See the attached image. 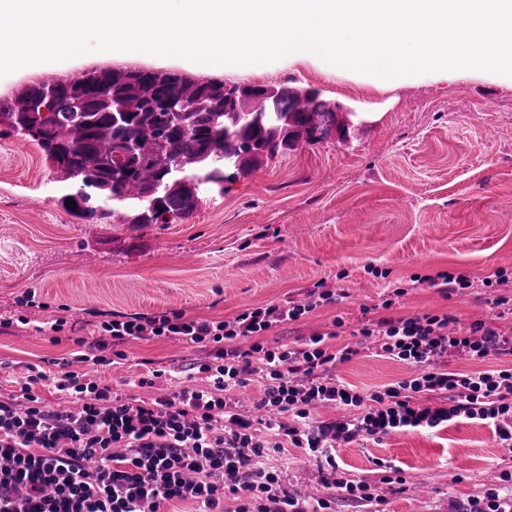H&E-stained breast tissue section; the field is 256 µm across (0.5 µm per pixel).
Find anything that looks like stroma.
<instances>
[{"instance_id": "1", "label": "stroma", "mask_w": 512, "mask_h": 512, "mask_svg": "<svg viewBox=\"0 0 512 512\" xmlns=\"http://www.w3.org/2000/svg\"><path fill=\"white\" fill-rule=\"evenodd\" d=\"M98 69L169 70L228 85L287 84L316 89L354 113L347 140L277 155L225 183L194 215L176 224H93L72 216L55 173L34 142L0 135V318L35 322L68 306L64 342L29 328L0 331V393L19 389L29 365L58 372L70 360L68 335L94 340L98 313L156 314L224 320L244 307L305 300L318 281L343 292L305 318L274 328L269 346L327 330L342 319V341L391 313L452 315L458 326L497 322L498 295H512V86L491 76L425 78L378 87L348 71L324 73L297 62L269 72L201 70L163 56L90 53L56 65L71 78ZM491 110H483L484 99ZM506 271L491 288L482 280ZM449 271L470 288L452 294L412 285L414 275ZM405 294L394 297L395 288ZM34 292L36 307L18 304ZM393 299L390 310L382 301ZM126 360L92 368L88 378L123 397L149 399L134 385L153 370L206 360L204 346L136 341ZM406 365L363 351L337 365V378L370 391L410 375ZM350 478L376 480L380 463L403 469L406 489L382 486L385 512H448L512 467V451L491 429L460 419L434 433H396L337 448Z\"/></svg>"}]
</instances>
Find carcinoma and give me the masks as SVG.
<instances>
[{
	"label": "carcinoma",
	"instance_id": "cac0c4a2",
	"mask_svg": "<svg viewBox=\"0 0 512 512\" xmlns=\"http://www.w3.org/2000/svg\"><path fill=\"white\" fill-rule=\"evenodd\" d=\"M103 88L126 109L124 121L112 117ZM279 91L284 120L270 123L253 106L264 101L260 85L228 90L222 80L175 71L92 69L24 87L0 102V126L44 151L55 180L72 190L75 216L133 227L168 224L193 214L209 191L224 194V182L263 154L314 145L337 132V113L317 91ZM162 96L187 104L202 99L207 109L176 124L157 106ZM228 108L235 110L231 117ZM128 141L135 152L119 156L117 147ZM226 157L237 162L229 174Z\"/></svg>",
	"mask_w": 512,
	"mask_h": 512
}]
</instances>
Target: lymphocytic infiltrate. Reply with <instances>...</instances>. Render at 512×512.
Segmentation results:
<instances>
[{
    "instance_id": "lymphocytic-infiltrate-1",
    "label": "lymphocytic infiltrate",
    "mask_w": 512,
    "mask_h": 512,
    "mask_svg": "<svg viewBox=\"0 0 512 512\" xmlns=\"http://www.w3.org/2000/svg\"><path fill=\"white\" fill-rule=\"evenodd\" d=\"M336 300L319 282L304 302L250 307L225 320L172 310L101 321L93 342L75 338L77 361L107 365L111 347L176 337L209 345L200 382L132 403L76 371H35L20 393L0 396V512H166L176 501L190 512H335L340 494L375 512L384 502L379 484H405L401 468L386 465L378 484L354 481L336 462L341 445L433 434L464 418L512 447V368L448 367L454 356H512V336L495 324L461 329L448 314L394 317L386 300V316L359 329L356 341L338 343V318L332 330L291 344L260 343L263 333ZM366 346L411 375L369 392L333 376ZM37 384L71 396L72 408H52L34 394ZM253 384L259 393L248 408L236 392ZM325 406L340 416L317 419L315 409ZM291 449L325 461L322 495L300 497L264 467L265 458ZM458 512H512V472H501L498 484Z\"/></svg>"
}]
</instances>
